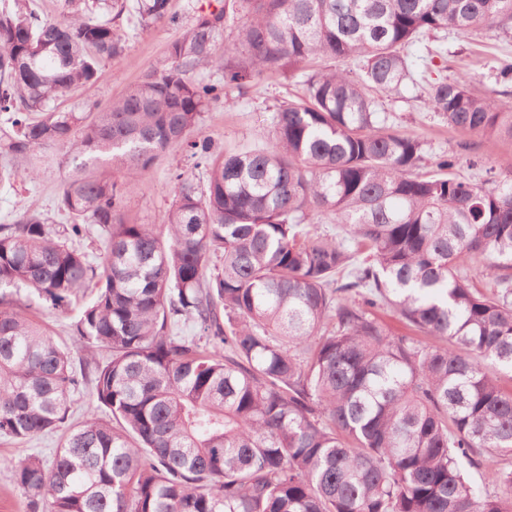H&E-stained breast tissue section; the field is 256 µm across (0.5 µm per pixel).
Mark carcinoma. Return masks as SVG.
Masks as SVG:
<instances>
[{
	"mask_svg": "<svg viewBox=\"0 0 512 512\" xmlns=\"http://www.w3.org/2000/svg\"><path fill=\"white\" fill-rule=\"evenodd\" d=\"M59 9L0 3V188L37 179L49 150L70 166L62 228L0 224V438L59 437L7 464L26 512H512V177L485 188L455 155L424 172L423 141L379 118L380 96L420 85L449 127L512 142L511 105L404 53L438 32L511 38L512 0H224L92 112L54 102L124 53L121 21L174 20L169 0ZM296 71L304 96L271 139L221 153L197 133L224 88ZM174 148L205 180L175 169L165 223L130 221ZM321 215L345 236L317 233ZM91 230L99 264L76 246ZM90 287L72 344L103 356L76 370L30 309ZM378 306L432 342L390 335Z\"/></svg>",
	"mask_w": 512,
	"mask_h": 512,
	"instance_id": "cac0c4a2",
	"label": "carcinoma"
}]
</instances>
